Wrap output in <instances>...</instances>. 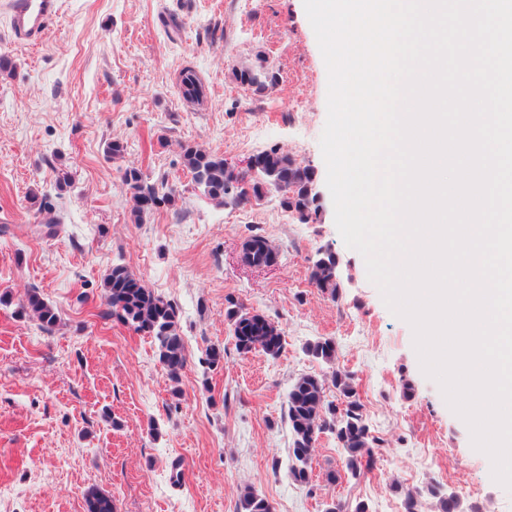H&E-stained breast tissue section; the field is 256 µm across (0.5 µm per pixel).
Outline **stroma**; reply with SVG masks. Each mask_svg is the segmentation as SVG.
<instances>
[{
  "mask_svg": "<svg viewBox=\"0 0 512 512\" xmlns=\"http://www.w3.org/2000/svg\"><path fill=\"white\" fill-rule=\"evenodd\" d=\"M173 18L181 29L171 34ZM1 54L16 68L0 75V512H85L91 489L116 512H235L248 486L273 512H323L337 499L402 512L395 481L439 485L465 507L463 484L478 485L481 512H512V491L423 373L411 325L336 228L320 148L327 69L303 0H62L35 45L12 40L0 8ZM259 55L277 77L262 92L232 75ZM187 67L206 87L203 105L179 93ZM114 140L122 158L107 152ZM185 144L239 171L260 151L291 153L320 180L317 215L299 223L272 195L214 204L182 167ZM127 166L175 183L177 204L130 223ZM62 170L71 185L60 191ZM33 190L62 216L56 235L36 230ZM255 234L278 248L273 266L243 262ZM325 248L340 261L335 299L308 280ZM116 263L178 311L191 356L180 397L153 339L106 315L102 281ZM31 290L56 307L52 332L21 314ZM232 302L281 330L278 358L236 351ZM319 338L335 341L386 444L373 474L352 479L333 437L321 435L311 481L300 485L287 476L285 396L299 375H329L304 351ZM210 346L224 350L213 368L203 362ZM331 472L339 482L327 481Z\"/></svg>",
  "mask_w": 512,
  "mask_h": 512,
  "instance_id": "obj_1",
  "label": "stroma"
}]
</instances>
